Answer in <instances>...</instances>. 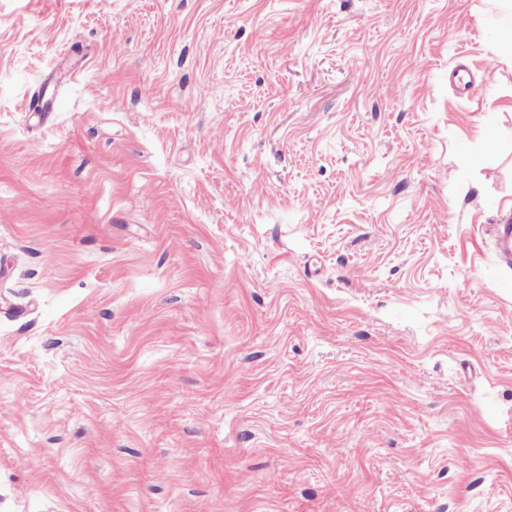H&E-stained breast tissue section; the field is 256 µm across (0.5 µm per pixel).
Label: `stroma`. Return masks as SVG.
Masks as SVG:
<instances>
[{"mask_svg":"<svg viewBox=\"0 0 512 512\" xmlns=\"http://www.w3.org/2000/svg\"><path fill=\"white\" fill-rule=\"evenodd\" d=\"M503 37L0 0V512H512ZM493 235L500 258L508 265L512 264V219L503 218L493 225Z\"/></svg>","mask_w":512,"mask_h":512,"instance_id":"obj_1","label":"stroma"}]
</instances>
